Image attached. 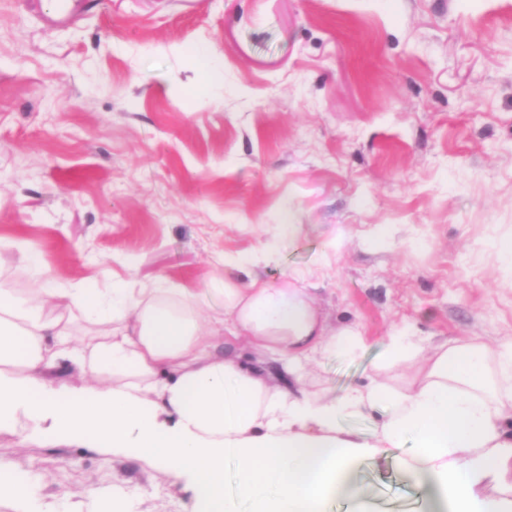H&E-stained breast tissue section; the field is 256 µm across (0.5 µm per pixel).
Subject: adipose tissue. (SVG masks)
<instances>
[{"label":"adipose tissue","instance_id":"ef3b65f1","mask_svg":"<svg viewBox=\"0 0 512 512\" xmlns=\"http://www.w3.org/2000/svg\"><path fill=\"white\" fill-rule=\"evenodd\" d=\"M271 258H225L222 305L208 316L187 288H48V312L41 297L0 288V432L149 461L182 484L191 512H231L230 456L251 512H324L358 500L360 460L407 445L399 465L428 512H512V339L433 345L395 329L365 386L311 390L322 358L356 355L366 338L330 324L300 276L253 275ZM77 320L104 331L76 338ZM378 409L372 438L339 425ZM43 482L0 456V502L25 510Z\"/></svg>","mask_w":512,"mask_h":512}]
</instances>
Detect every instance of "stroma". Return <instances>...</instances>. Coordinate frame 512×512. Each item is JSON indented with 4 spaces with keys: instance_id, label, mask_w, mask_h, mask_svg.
<instances>
[{
    "instance_id": "stroma-1",
    "label": "stroma",
    "mask_w": 512,
    "mask_h": 512,
    "mask_svg": "<svg viewBox=\"0 0 512 512\" xmlns=\"http://www.w3.org/2000/svg\"><path fill=\"white\" fill-rule=\"evenodd\" d=\"M510 237L512 0H0V286L162 276L209 312L223 257L268 248L255 273L306 274L367 338L310 378L338 395L394 328L512 338ZM0 456L46 474L43 512L190 507L144 460L5 432ZM354 477L366 512H426L393 459Z\"/></svg>"
}]
</instances>
